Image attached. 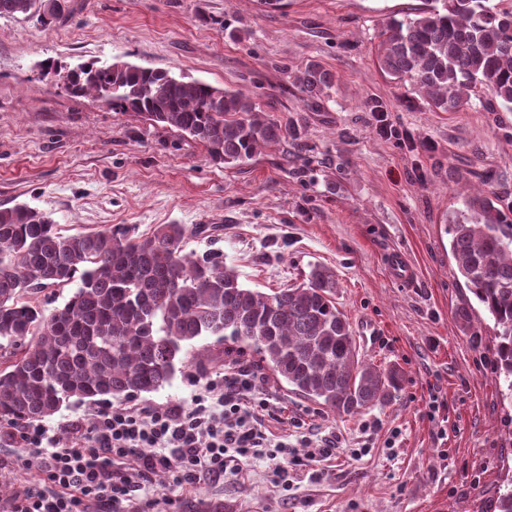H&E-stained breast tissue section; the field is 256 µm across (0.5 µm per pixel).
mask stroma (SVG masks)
<instances>
[{"mask_svg": "<svg viewBox=\"0 0 512 512\" xmlns=\"http://www.w3.org/2000/svg\"><path fill=\"white\" fill-rule=\"evenodd\" d=\"M72 2L74 13L50 26L0 16V206L28 204L70 234L209 226L214 238L189 237L187 250L221 249L246 287L266 293L301 283L311 266L329 267L360 357L404 374L392 400L355 416L267 375L288 415L311 413L320 432L339 437L335 460L287 492L269 481L263 460L248 478H204L187 493L158 475L145 491L157 512L210 504L222 512H488L512 474V405L496 377L490 317L479 312L471 336L457 326L455 312L471 295L439 227L489 173L512 204V112L485 111L476 99L443 112L380 70L381 28L415 16L425 0H282L276 10L259 0ZM119 58L242 92L298 137L247 165L218 164L181 132L71 97L42 72L49 60L71 68ZM311 63L336 74L317 100L295 83ZM378 110L416 148L380 137ZM423 141L433 151L420 149ZM392 251L411 264V284L391 277ZM193 351L163 389L120 405L180 404L191 379L223 371L212 338ZM434 390L446 404L436 418L427 408ZM5 430L1 506L30 480L15 464L24 450Z\"/></svg>", "mask_w": 512, "mask_h": 512, "instance_id": "stroma-1", "label": "stroma"}]
</instances>
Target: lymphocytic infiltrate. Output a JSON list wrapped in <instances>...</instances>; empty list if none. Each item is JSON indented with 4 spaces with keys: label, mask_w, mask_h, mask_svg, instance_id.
<instances>
[{
    "label": "lymphocytic infiltrate",
    "mask_w": 512,
    "mask_h": 512,
    "mask_svg": "<svg viewBox=\"0 0 512 512\" xmlns=\"http://www.w3.org/2000/svg\"><path fill=\"white\" fill-rule=\"evenodd\" d=\"M277 411L260 370L232 357L189 401L97 412L91 426L73 424L69 445L54 447L44 426L26 427L22 465L36 478L8 512H150L153 502L140 492L154 474L171 473L186 489L204 476H242L254 459L267 461L275 484L289 486L297 461L288 437L264 425Z\"/></svg>",
    "instance_id": "1"
}]
</instances>
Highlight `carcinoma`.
Masks as SVG:
<instances>
[{
	"label": "carcinoma",
	"mask_w": 512,
	"mask_h": 512,
	"mask_svg": "<svg viewBox=\"0 0 512 512\" xmlns=\"http://www.w3.org/2000/svg\"><path fill=\"white\" fill-rule=\"evenodd\" d=\"M38 0H0V16L52 25ZM378 64L445 112L480 93L489 112H512V7L493 0H430L415 17L379 33ZM75 98L112 91V108L174 128L206 148L212 161L236 165L294 136L239 91L186 81L167 69L115 60L71 70L51 61ZM312 97L327 94L336 73L311 63L296 76ZM493 179L467 194L449 218L457 277L493 320V355L503 397L512 399V206ZM183 224L136 235L127 228L65 234L51 214L17 204L0 208V423L43 421L70 402H107L154 393L188 362L201 337L242 344L292 392L325 409L355 415L399 390L395 367L363 361L336 306V275L310 268L306 281L272 293L245 287L224 253L184 252ZM79 281L61 307L31 297ZM493 512H512V485Z\"/></svg>",
	"instance_id": "cac0c4a2"
}]
</instances>
